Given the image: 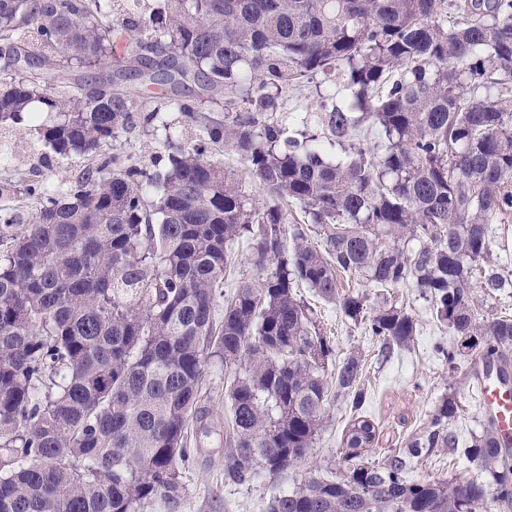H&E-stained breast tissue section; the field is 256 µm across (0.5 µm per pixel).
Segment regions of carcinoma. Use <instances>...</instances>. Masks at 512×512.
Masks as SVG:
<instances>
[{"instance_id":"carcinoma-1","label":"carcinoma","mask_w":512,"mask_h":512,"mask_svg":"<svg viewBox=\"0 0 512 512\" xmlns=\"http://www.w3.org/2000/svg\"><path fill=\"white\" fill-rule=\"evenodd\" d=\"M301 87L316 120L276 117ZM34 102L58 115L45 145L93 163L65 185L0 180V198L39 204L0 213V512H176L214 356L243 367L226 385L230 482L304 460L329 389L356 413L342 478L268 512L512 505L489 427L465 455L492 483L409 480L406 455L457 447L452 399L408 452L362 460L377 442L358 414L366 360L326 375L332 347L294 291L339 304L389 356L417 323L367 288L411 283L508 374L512 315L478 320L473 289L512 288L491 265V224L512 212V0H131L117 18L112 0H0V126ZM164 109L195 139L165 135L150 171L125 136ZM240 243L260 276L226 294ZM344 274L365 289L340 293Z\"/></svg>"}]
</instances>
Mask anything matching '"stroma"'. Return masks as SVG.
<instances>
[{
    "label": "stroma",
    "mask_w": 512,
    "mask_h": 512,
    "mask_svg": "<svg viewBox=\"0 0 512 512\" xmlns=\"http://www.w3.org/2000/svg\"><path fill=\"white\" fill-rule=\"evenodd\" d=\"M87 163L82 156H50L31 122L0 130V171L4 174L37 169L52 181L66 182L75 178ZM296 293L316 309L321 328L333 347V360L343 359L354 351L366 359L367 398L362 412L374 421L379 432V443L370 449V456L379 458L387 449L406 447L414 430L447 398L459 406L452 428L460 447H469L482 434L487 419L479 407L472 373L476 356L462 347L459 337L449 335L447 328L433 320L430 302L417 289L404 286L386 293L388 300L404 304L418 324L409 349L390 358L379 356L378 343L365 334L361 325L345 317L338 306L314 297L303 286ZM438 344L456 349L455 363H447L435 353ZM238 371L237 365L218 357L208 360L205 366L202 404L209 412L206 423L211 434L193 438L190 458L182 471L185 492L178 512H266L272 498L291 491L308 478L336 479L341 475L343 439L352 413L342 396L333 395L305 460L277 476L259 473L245 485L225 482L224 417L229 405L226 384ZM408 477L413 481L490 479L478 462L445 450L415 459Z\"/></svg>",
    "instance_id": "1"
}]
</instances>
